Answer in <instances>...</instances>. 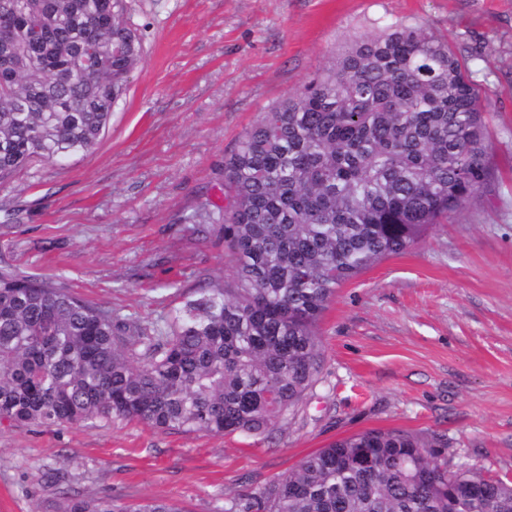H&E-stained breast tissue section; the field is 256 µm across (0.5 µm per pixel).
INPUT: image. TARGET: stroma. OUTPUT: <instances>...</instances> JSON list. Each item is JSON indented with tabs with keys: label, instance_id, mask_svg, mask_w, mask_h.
<instances>
[{
	"label": "stroma",
	"instance_id": "obj_1",
	"mask_svg": "<svg viewBox=\"0 0 512 512\" xmlns=\"http://www.w3.org/2000/svg\"><path fill=\"white\" fill-rule=\"evenodd\" d=\"M142 58L88 154L0 184V271L114 315L165 325L206 283L231 284L218 223L224 157L351 41L421 22L467 60L490 111L491 178L407 252L337 288L314 388L264 435L0 423V512L82 494L183 512L246 502L307 455L372 429L439 438L512 479V0H126Z\"/></svg>",
	"mask_w": 512,
	"mask_h": 512
}]
</instances>
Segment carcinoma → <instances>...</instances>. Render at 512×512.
I'll return each mask as SVG.
<instances>
[{
  "label": "carcinoma",
  "mask_w": 512,
  "mask_h": 512,
  "mask_svg": "<svg viewBox=\"0 0 512 512\" xmlns=\"http://www.w3.org/2000/svg\"><path fill=\"white\" fill-rule=\"evenodd\" d=\"M96 68L73 80L81 50ZM142 54L123 0H0V179L90 152ZM488 110L466 63L420 22L353 41L271 106L224 159L234 287L212 284L157 335L28 276L0 273V422L113 420L258 435L318 381L317 323L345 281L477 197ZM421 437L338 439L242 512H512V483ZM57 512H183L63 494Z\"/></svg>",
  "instance_id": "carcinoma-1"
}]
</instances>
